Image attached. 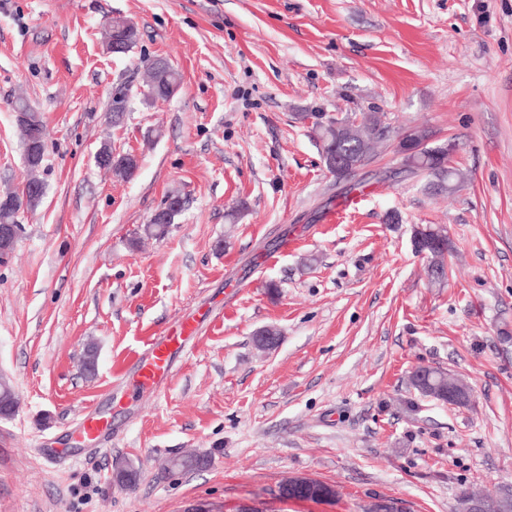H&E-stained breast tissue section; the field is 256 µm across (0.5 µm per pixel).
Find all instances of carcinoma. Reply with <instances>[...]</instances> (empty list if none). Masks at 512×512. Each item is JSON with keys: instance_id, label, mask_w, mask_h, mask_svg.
Masks as SVG:
<instances>
[{"instance_id": "cac0c4a2", "label": "carcinoma", "mask_w": 512, "mask_h": 512, "mask_svg": "<svg viewBox=\"0 0 512 512\" xmlns=\"http://www.w3.org/2000/svg\"><path fill=\"white\" fill-rule=\"evenodd\" d=\"M142 86L146 88L143 95L154 100H166L170 97V87L181 82L178 71L169 68L163 71L156 69L154 61H142ZM129 102V91L121 90L113 98L109 118L118 124L123 119ZM23 154H29L34 149L38 154L37 163L28 170V177L40 181L39 173L46 159V132L42 114L28 113V119L16 118ZM312 133L319 142L323 163L342 153L357 154L369 159L374 156V144L386 136L387 126L382 116L377 112L361 113L360 124L355 120L344 117L340 120L331 118L325 122H317L312 126ZM419 132L407 133L401 138L400 146L412 151L403 158L402 169L413 176L426 180V186L438 193L457 192L465 181V175L457 168H448V160L435 154L431 146L421 145ZM99 166L112 171L116 176L130 180L134 178L137 169V159L132 155H120ZM23 192L6 189L0 193V224L20 223L19 214L22 206L30 211L35 210L42 201L43 195L29 196L22 199ZM179 212H173L161 224L147 223L143 233L148 238L165 236ZM417 253L431 258L428 265V275L435 283L443 282L447 277L445 258L449 251L447 231L437 225H429L421 231L418 240ZM410 387L424 397L433 398L444 403L448 402V373L432 366H423L412 371L408 377ZM277 497L288 501L295 497L313 501H326L336 497V490L321 481L311 479L300 481L291 478L282 482L278 487Z\"/></svg>"}]
</instances>
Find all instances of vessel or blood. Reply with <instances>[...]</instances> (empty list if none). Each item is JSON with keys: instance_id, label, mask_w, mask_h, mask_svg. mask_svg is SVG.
I'll use <instances>...</instances> for the list:
<instances>
[{"instance_id": "vessel-or-blood-1", "label": "vessel or blood", "mask_w": 512, "mask_h": 512, "mask_svg": "<svg viewBox=\"0 0 512 512\" xmlns=\"http://www.w3.org/2000/svg\"><path fill=\"white\" fill-rule=\"evenodd\" d=\"M195 331L194 322L185 319L167 333L151 337L146 343L144 355L133 365L138 387L152 389L158 386L172 368L174 351L185 349L187 337Z\"/></svg>"}]
</instances>
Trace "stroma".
<instances>
[{"label":"stroma","instance_id":"obj_1","mask_svg":"<svg viewBox=\"0 0 512 512\" xmlns=\"http://www.w3.org/2000/svg\"><path fill=\"white\" fill-rule=\"evenodd\" d=\"M119 19L139 31L122 56L104 43ZM154 57L182 86L147 102ZM19 98L47 156L0 264V373L19 400L0 419V512H456L462 490L512 484V0H0V191L26 178ZM363 112L393 135L332 224L347 195L311 127ZM411 131L453 143L458 192L399 174ZM104 143L137 157L133 179L98 167ZM172 192L186 209L144 239ZM419 224L448 230L444 287L413 250ZM208 310L167 379L136 389L146 340ZM267 326L280 343L261 352ZM419 366L466 381L469 405L421 396ZM90 411L109 421L92 444ZM187 453L204 466L168 469ZM125 461L131 488L112 480ZM293 476L337 495L275 501Z\"/></svg>","mask_w":512,"mask_h":512}]
</instances>
